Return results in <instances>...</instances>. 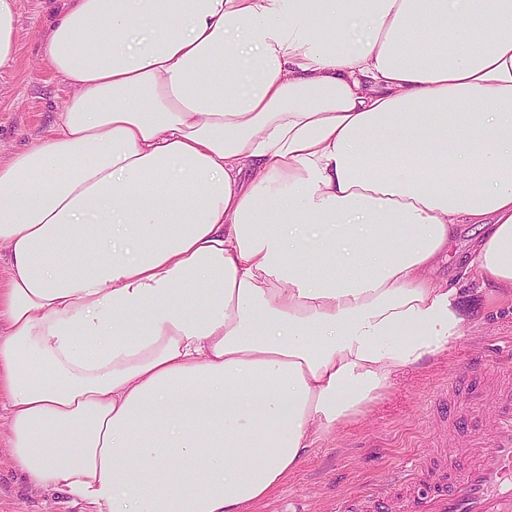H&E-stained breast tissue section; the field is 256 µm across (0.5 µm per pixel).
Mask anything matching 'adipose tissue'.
I'll return each mask as SVG.
<instances>
[{
	"mask_svg": "<svg viewBox=\"0 0 512 512\" xmlns=\"http://www.w3.org/2000/svg\"><path fill=\"white\" fill-rule=\"evenodd\" d=\"M465 38H457L460 24ZM0 162V396L32 485L254 512L512 291V0H71Z\"/></svg>",
	"mask_w": 512,
	"mask_h": 512,
	"instance_id": "adipose-tissue-1",
	"label": "adipose tissue"
}]
</instances>
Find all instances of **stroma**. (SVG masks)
<instances>
[{
    "label": "stroma",
    "instance_id": "stroma-1",
    "mask_svg": "<svg viewBox=\"0 0 512 512\" xmlns=\"http://www.w3.org/2000/svg\"><path fill=\"white\" fill-rule=\"evenodd\" d=\"M68 0H19L15 60L0 71V159L8 160L42 136L71 93L42 56L44 38ZM459 250L435 270L473 316L470 332L448 351L399 373L386 398L359 425L310 449L304 463L256 512H337L341 502L382 487L422 445L465 436L443 421L436 406L448 384L480 364L486 379L512 374V297L481 287ZM0 512H91L66 490H43L16 471L8 429L0 419Z\"/></svg>",
    "mask_w": 512,
    "mask_h": 512
}]
</instances>
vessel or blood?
Returning <instances> with one entry per match:
<instances>
[{"label": "vessel or blood", "instance_id": "vessel-or-blood-1", "mask_svg": "<svg viewBox=\"0 0 512 512\" xmlns=\"http://www.w3.org/2000/svg\"><path fill=\"white\" fill-rule=\"evenodd\" d=\"M497 391L494 413L455 448L454 464L441 446L425 447L386 488L346 501L339 512H512V383ZM483 393L482 377L472 371L449 386L444 415L472 418Z\"/></svg>", "mask_w": 512, "mask_h": 512}]
</instances>
